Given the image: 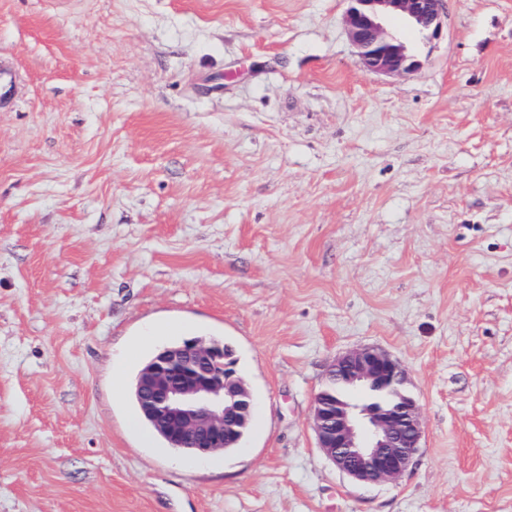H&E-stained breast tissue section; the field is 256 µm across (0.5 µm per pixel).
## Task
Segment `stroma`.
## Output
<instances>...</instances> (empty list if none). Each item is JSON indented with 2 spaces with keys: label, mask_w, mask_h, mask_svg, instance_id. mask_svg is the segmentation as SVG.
Instances as JSON below:
<instances>
[{
  "label": "stroma",
  "mask_w": 512,
  "mask_h": 512,
  "mask_svg": "<svg viewBox=\"0 0 512 512\" xmlns=\"http://www.w3.org/2000/svg\"><path fill=\"white\" fill-rule=\"evenodd\" d=\"M444 6L387 78L347 0H0V512H512V0ZM194 338L254 394L237 450L113 392ZM367 346L422 421L392 483L312 427Z\"/></svg>",
  "instance_id": "35a3bbf8"
}]
</instances>
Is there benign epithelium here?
<instances>
[{
	"label": "benign epithelium",
	"mask_w": 512,
	"mask_h": 512,
	"mask_svg": "<svg viewBox=\"0 0 512 512\" xmlns=\"http://www.w3.org/2000/svg\"><path fill=\"white\" fill-rule=\"evenodd\" d=\"M348 38L364 67L375 74L404 76L422 63L384 25L401 16L436 38L444 0H348ZM328 379L350 385L365 402L333 397L322 387L314 397L312 425L318 447L338 470L364 484L397 481L419 451L422 425L407 373L398 359L377 347L339 355ZM136 395L142 412L175 448L199 455L224 449L225 438L248 425L255 398L237 375L232 350L198 339L163 348L139 372Z\"/></svg>",
	"instance_id": "1"
}]
</instances>
